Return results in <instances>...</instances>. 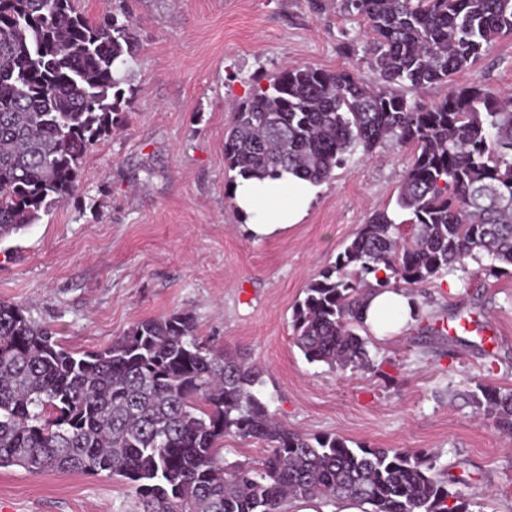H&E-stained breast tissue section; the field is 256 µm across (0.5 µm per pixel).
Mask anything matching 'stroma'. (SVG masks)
I'll use <instances>...</instances> for the list:
<instances>
[{
  "instance_id": "35a3bbf8",
  "label": "stroma",
  "mask_w": 512,
  "mask_h": 512,
  "mask_svg": "<svg viewBox=\"0 0 512 512\" xmlns=\"http://www.w3.org/2000/svg\"><path fill=\"white\" fill-rule=\"evenodd\" d=\"M139 52L126 71L124 125L86 155L65 205L0 242V302L22 304L69 349L95 350L135 323L193 314L197 334L265 369L277 419L350 445L407 448L456 479L468 512H512V436L472 399L512 389V274L475 261L416 288L420 316L400 335L370 338L371 364L308 362L291 316L377 210L397 220L411 149L355 150L316 185L306 218L261 240L236 213L224 134L237 104L287 65L371 72L362 21L343 0H125ZM457 86L512 91V36ZM9 512H141L107 474L0 469Z\"/></svg>"
}]
</instances>
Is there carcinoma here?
Returning <instances> with one entry per match:
<instances>
[{
	"label": "carcinoma",
	"instance_id": "cac0c4a2",
	"mask_svg": "<svg viewBox=\"0 0 512 512\" xmlns=\"http://www.w3.org/2000/svg\"><path fill=\"white\" fill-rule=\"evenodd\" d=\"M364 21L371 71L283 68L240 103L224 138L245 177L329 178L358 147L412 148L398 195L405 236L373 212L293 312L310 362L364 368L371 358L365 294L439 279L465 260L512 268V96L449 86L423 104L408 89L446 84L502 36L512 0H344ZM139 51L120 6L97 18L76 0H0V243L68 202L83 160L123 125L125 70ZM262 371L196 334L176 312L135 323L111 345L74 352L26 308L0 302V468L107 473L142 512H282L290 500L342 498L366 512H468L436 462L405 448H354L275 419ZM475 400L512 435V390L478 386ZM228 436L264 442L258 467L224 462Z\"/></svg>",
	"mask_w": 512,
	"mask_h": 512
}]
</instances>
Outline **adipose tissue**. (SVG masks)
Segmentation results:
<instances>
[{"instance_id": "adipose-tissue-1", "label": "adipose tissue", "mask_w": 512, "mask_h": 512, "mask_svg": "<svg viewBox=\"0 0 512 512\" xmlns=\"http://www.w3.org/2000/svg\"><path fill=\"white\" fill-rule=\"evenodd\" d=\"M233 198L245 230L261 239L287 230L305 218L312 186L290 174L279 179L242 177L235 184ZM413 312L411 297L401 290L369 292L363 307L366 324L379 336L406 329Z\"/></svg>"}]
</instances>
